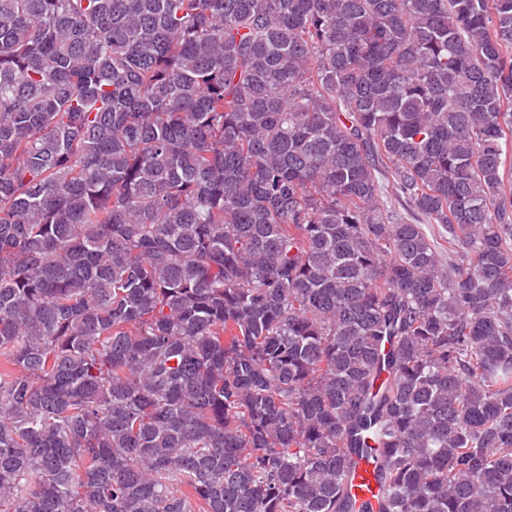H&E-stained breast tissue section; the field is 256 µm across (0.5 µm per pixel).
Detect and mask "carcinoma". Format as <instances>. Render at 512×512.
<instances>
[{"label":"carcinoma","instance_id":"1","mask_svg":"<svg viewBox=\"0 0 512 512\" xmlns=\"http://www.w3.org/2000/svg\"><path fill=\"white\" fill-rule=\"evenodd\" d=\"M512 512V0H0V512Z\"/></svg>","mask_w":512,"mask_h":512}]
</instances>
